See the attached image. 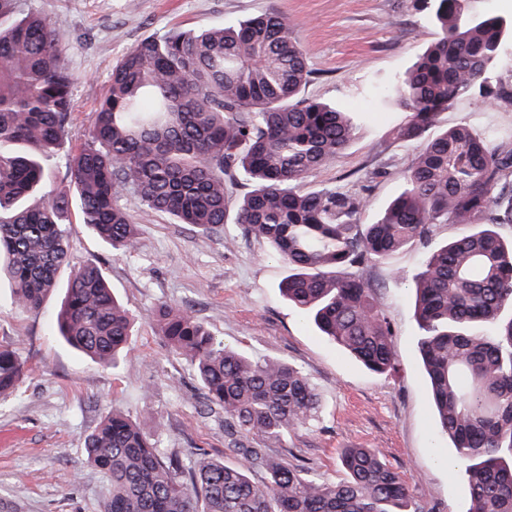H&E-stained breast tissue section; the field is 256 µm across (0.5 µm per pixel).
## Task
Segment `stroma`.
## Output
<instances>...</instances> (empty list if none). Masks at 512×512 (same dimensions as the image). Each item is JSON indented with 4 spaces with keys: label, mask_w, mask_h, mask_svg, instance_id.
Instances as JSON below:
<instances>
[{
    "label": "stroma",
    "mask_w": 512,
    "mask_h": 512,
    "mask_svg": "<svg viewBox=\"0 0 512 512\" xmlns=\"http://www.w3.org/2000/svg\"><path fill=\"white\" fill-rule=\"evenodd\" d=\"M49 19L64 39L76 76L74 112L64 153L83 145L108 92L112 67L138 41L173 31L199 30L263 13L287 19L313 73L306 97L347 109L356 137L336 159L312 171L303 187L364 197L360 223L375 222L401 191L400 176L416 154L396 139L397 109L378 108L375 94L402 73L437 37L414 0H22ZM459 124L499 137L512 135V103L458 100L438 129ZM121 203L137 224L134 250L115 253L80 222L71 207L66 231L70 267L97 260L116 296L135 318L130 349L116 368L91 362L55 335L54 294L41 310L15 305L0 282V339L17 340L26 363L17 391L0 397V512H98L108 480L86 459L87 436L109 411L122 412L159 447L188 454L203 449L231 465L224 415L208 411L192 367L159 334L160 306L185 308L217 339L252 360L282 359L300 369L320 395L314 425L292 432L273 454L299 459L320 479L338 482L342 449H378L407 481L427 512H469L464 474L452 469L453 450L438 427L422 368L409 280L430 250L456 237L441 224L429 244L409 245L390 263L370 264L360 277L376 290L393 329L398 369L368 371L352 360L282 297L288 267L267 245L243 238L228 224L222 238L143 215L138 200Z\"/></svg>",
    "instance_id": "1"
}]
</instances>
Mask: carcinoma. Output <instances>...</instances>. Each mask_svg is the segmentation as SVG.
Returning <instances> with one entry per match:
<instances>
[{
    "label": "carcinoma",
    "mask_w": 512,
    "mask_h": 512,
    "mask_svg": "<svg viewBox=\"0 0 512 512\" xmlns=\"http://www.w3.org/2000/svg\"><path fill=\"white\" fill-rule=\"evenodd\" d=\"M480 2L419 0L438 37L390 87L404 114L396 138L417 153L397 197L377 221L360 224L362 197L301 189L357 128L336 106L301 95L311 74L306 52L271 14L132 46L68 158L72 193L44 191L68 135L76 78L62 34L38 13L17 16L21 0H0V271L14 302L38 310L58 287L72 204L114 250L136 246L134 219L119 204L124 192L145 214L218 234L229 248L226 204L243 178L253 189L235 224L288 266L281 295L321 335L384 374L397 367L392 328L357 269L455 224L459 235L430 252L412 280L419 352L440 430L466 464L469 512H512V241L497 231L512 224V142L463 124L434 131L458 99L512 100V88L493 80L512 27ZM54 322L103 366L132 336L133 316L95 260L71 271ZM156 322L194 368L207 407L224 411V443L237 462L166 454L113 412L85 446L111 485L101 512H424L375 448L343 449L339 483L272 456L273 445L322 410L297 368L226 347L185 308L165 306ZM23 371L13 344L1 343L0 395L17 390Z\"/></svg>",
    "instance_id": "1"
}]
</instances>
